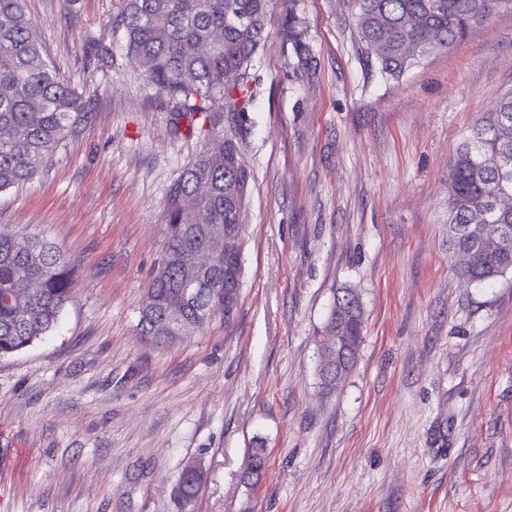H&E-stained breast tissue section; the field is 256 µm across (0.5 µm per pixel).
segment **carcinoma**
<instances>
[{
	"instance_id": "1",
	"label": "carcinoma",
	"mask_w": 512,
	"mask_h": 512,
	"mask_svg": "<svg viewBox=\"0 0 512 512\" xmlns=\"http://www.w3.org/2000/svg\"><path fill=\"white\" fill-rule=\"evenodd\" d=\"M298 0H125L119 26L127 52L145 67L148 83L166 100L171 131L188 137L196 124L215 112L245 119L252 100L251 70L280 15L283 34L296 60L295 72L310 75L317 60L297 26ZM358 42L366 58L393 78L435 52L464 40L499 9L512 11V0H352ZM84 99L47 57L27 0H0V192L33 178L45 159L80 121L87 118ZM187 120L181 132L180 120ZM512 91L498 102L490 119L475 125L457 149L448 173V242L458 273L475 284H490L512 272V210L498 205L512 195ZM251 174L243 164L235 131L211 129L203 149L171 186L165 210L166 254L148 284L140 308L142 335L158 345L160 316L152 303L175 302L186 288L184 260L204 247L203 226L237 224L249 194ZM465 199L484 223L499 224L502 237L486 248L469 228ZM74 266L57 245L36 233L0 234V357L31 346L54 330L72 298ZM40 288L24 293L22 283ZM334 299L323 329L340 336L332 365L347 374L363 340L364 312L350 288ZM224 310V261L211 266L208 286L197 289L185 308L178 335L199 328L202 311ZM205 471L197 462L182 470L176 497L185 506L198 499Z\"/></svg>"
}]
</instances>
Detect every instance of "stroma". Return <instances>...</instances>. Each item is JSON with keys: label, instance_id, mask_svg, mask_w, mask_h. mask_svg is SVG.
<instances>
[{"label": "stroma", "instance_id": "obj_1", "mask_svg": "<svg viewBox=\"0 0 512 512\" xmlns=\"http://www.w3.org/2000/svg\"><path fill=\"white\" fill-rule=\"evenodd\" d=\"M27 5L92 110L0 193V231L45 235L77 269L57 328L0 358V512H512V274L468 282L448 250L449 165L512 91V12L394 79L347 0H300L318 71L294 76L271 28L238 135V307L159 347L139 306L200 141L171 134L127 56L121 0ZM342 287L364 338L326 394L319 336ZM191 460L207 480L183 508Z\"/></svg>", "mask_w": 512, "mask_h": 512}]
</instances>
